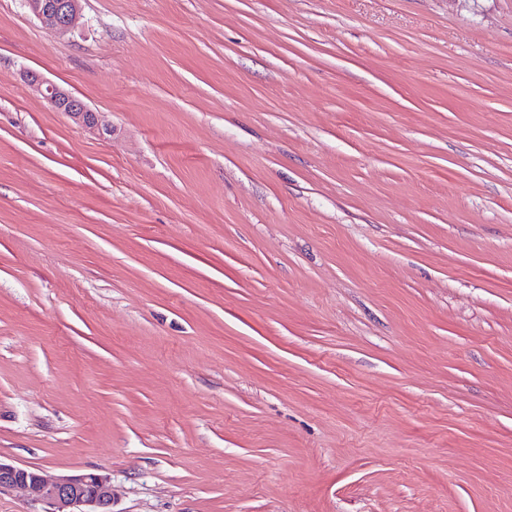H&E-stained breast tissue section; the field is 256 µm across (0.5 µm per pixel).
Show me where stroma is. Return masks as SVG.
Instances as JSON below:
<instances>
[{
  "label": "stroma",
  "mask_w": 512,
  "mask_h": 512,
  "mask_svg": "<svg viewBox=\"0 0 512 512\" xmlns=\"http://www.w3.org/2000/svg\"><path fill=\"white\" fill-rule=\"evenodd\" d=\"M81 6L0 0V462L512 512V0ZM82 0H25L30 12L48 30L66 34L76 24ZM25 77L29 86L41 93L51 108L57 112H64L77 130L99 129L97 113L78 96L55 84H47L33 72H27Z\"/></svg>",
  "instance_id": "1"
}]
</instances>
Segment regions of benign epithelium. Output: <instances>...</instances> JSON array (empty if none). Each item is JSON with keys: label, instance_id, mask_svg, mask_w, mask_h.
<instances>
[{"label": "benign epithelium", "instance_id": "7a95c632", "mask_svg": "<svg viewBox=\"0 0 512 512\" xmlns=\"http://www.w3.org/2000/svg\"><path fill=\"white\" fill-rule=\"evenodd\" d=\"M82 0H25L30 12L48 30L65 34L76 24ZM29 86L46 102L66 114L78 130L98 128L97 113L72 92L45 83L33 72L26 74ZM24 488L49 506V512H112V486L97 473L51 476L40 470L19 468L0 462V493Z\"/></svg>", "mask_w": 512, "mask_h": 512}]
</instances>
